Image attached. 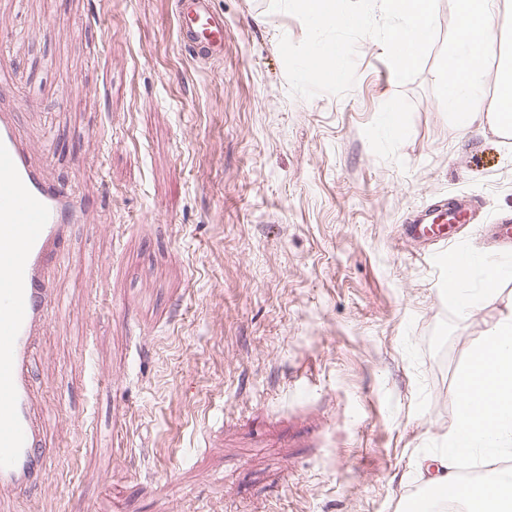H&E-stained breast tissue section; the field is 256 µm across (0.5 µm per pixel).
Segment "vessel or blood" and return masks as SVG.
I'll return each mask as SVG.
<instances>
[{"instance_id": "vessel-or-blood-1", "label": "vessel or blood", "mask_w": 512, "mask_h": 512, "mask_svg": "<svg viewBox=\"0 0 512 512\" xmlns=\"http://www.w3.org/2000/svg\"><path fill=\"white\" fill-rule=\"evenodd\" d=\"M179 37L195 59H218L224 17L212 0H178ZM13 90L0 89V493L24 496L55 456L33 418L30 349L45 325L54 296L47 273L63 259L71 225L86 224L90 193L50 180L22 139ZM474 200L419 207L403 230L405 242L453 244L452 226L474 223Z\"/></svg>"}]
</instances>
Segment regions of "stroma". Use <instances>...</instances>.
I'll list each match as a JSON object with an SVG mask.
<instances>
[{
	"mask_svg": "<svg viewBox=\"0 0 512 512\" xmlns=\"http://www.w3.org/2000/svg\"><path fill=\"white\" fill-rule=\"evenodd\" d=\"M224 56L192 59L177 0H0L18 121L53 178L94 192L33 384L57 460L15 512H403L455 418L471 348L512 310L509 270L463 315L401 240L458 195L512 215V137L457 127L438 75L358 44L343 96L292 95L270 0H214ZM401 114L397 131L383 124Z\"/></svg>",
	"mask_w": 512,
	"mask_h": 512,
	"instance_id": "stroma-1",
	"label": "stroma"
}]
</instances>
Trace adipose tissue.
I'll use <instances>...</instances> for the list:
<instances>
[{"mask_svg": "<svg viewBox=\"0 0 512 512\" xmlns=\"http://www.w3.org/2000/svg\"><path fill=\"white\" fill-rule=\"evenodd\" d=\"M501 0H455L461 24L453 39L447 67L440 74L443 106L460 128L482 123L497 133L512 134V49L499 53L497 103L488 105L483 86L482 56L497 40ZM468 267L457 268L456 303L468 313L496 294L504 274L494 261L484 266L485 284L476 293L461 284ZM457 413L448 430V446L440 456L419 464L425 484L450 489L456 512H512V467L497 468L498 459L512 457V311L503 315L469 352L450 391ZM483 462L479 480H462L458 467L463 458Z\"/></svg>", "mask_w": 512, "mask_h": 512, "instance_id": "1", "label": "adipose tissue"}]
</instances>
